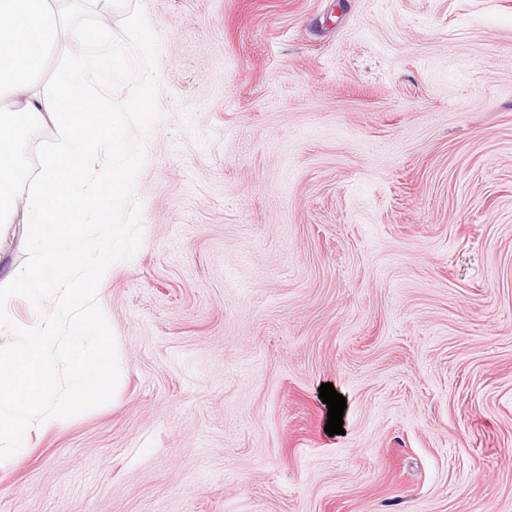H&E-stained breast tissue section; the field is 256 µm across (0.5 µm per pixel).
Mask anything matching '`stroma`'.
Masks as SVG:
<instances>
[{"mask_svg": "<svg viewBox=\"0 0 512 512\" xmlns=\"http://www.w3.org/2000/svg\"><path fill=\"white\" fill-rule=\"evenodd\" d=\"M141 2L122 377L0 512H512V0Z\"/></svg>", "mask_w": 512, "mask_h": 512, "instance_id": "obj_1", "label": "stroma"}]
</instances>
